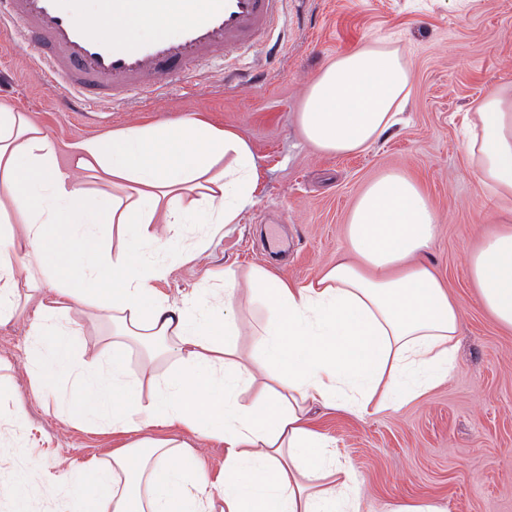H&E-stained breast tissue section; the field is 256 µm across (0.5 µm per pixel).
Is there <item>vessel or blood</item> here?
Here are the masks:
<instances>
[{"instance_id":"b4317fda","label":"vessel or blood","mask_w":512,"mask_h":512,"mask_svg":"<svg viewBox=\"0 0 512 512\" xmlns=\"http://www.w3.org/2000/svg\"><path fill=\"white\" fill-rule=\"evenodd\" d=\"M179 2L187 21L174 34L150 39L113 36L112 22L132 7L143 17L160 16L167 0H112L94 25L81 19V0H0V31L35 58L65 111L84 113L155 98L173 77L190 79L213 60L222 61L226 82L241 84L238 58L265 45L284 0Z\"/></svg>"}]
</instances>
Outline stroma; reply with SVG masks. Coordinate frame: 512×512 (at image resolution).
I'll use <instances>...</instances> for the list:
<instances>
[{
	"label": "stroma",
	"instance_id": "stroma-1",
	"mask_svg": "<svg viewBox=\"0 0 512 512\" xmlns=\"http://www.w3.org/2000/svg\"><path fill=\"white\" fill-rule=\"evenodd\" d=\"M278 32L279 47L240 61L263 74L257 87L225 84L215 62L186 89L89 117L59 109L28 55L0 34V103L30 113L63 145L196 114L249 142L259 199L239 223L211 236L186 226L159 285L177 303L200 288L223 293L227 269L243 276L260 267L299 283L316 278L345 254V227L367 185L391 171L416 178L440 218L428 259L460 309L456 366L399 409L356 417L318 404L310 417L351 468L361 512L426 496L447 512H512V330L483 309L468 275V253L496 226L461 133L465 113L488 91L512 85V0H287ZM369 42L400 49L412 66L403 120L364 152L321 153L296 125L306 88L327 62ZM272 233L282 249H269ZM28 328L24 318L0 323V421L21 442L18 452L0 453V487L34 468L48 482L71 477L90 457L136 439L69 420L59 405L72 385L66 373L33 391Z\"/></svg>",
	"mask_w": 512,
	"mask_h": 512
}]
</instances>
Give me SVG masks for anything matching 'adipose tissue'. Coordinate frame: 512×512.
<instances>
[{"label": "adipose tissue", "mask_w": 512, "mask_h": 512, "mask_svg": "<svg viewBox=\"0 0 512 512\" xmlns=\"http://www.w3.org/2000/svg\"><path fill=\"white\" fill-rule=\"evenodd\" d=\"M413 87L396 48L368 43L337 55L296 114L309 144L328 155L362 152L396 122ZM491 198L512 200V86L488 92L464 141ZM89 174L106 184L92 193ZM260 174L237 131L196 115L133 126L59 148L29 113L0 104V322L31 315V378L44 388L73 372L67 412L137 441L81 466L97 494L75 512H359L346 466L310 423V404L356 416L394 409L444 380L456 363L459 308L426 258L439 216L407 176L390 172L356 201L346 227L351 259L303 285L254 270L224 274L219 302H170L156 288L163 255L183 227L238 223ZM467 257L483 308L512 329V209ZM123 244L111 249L108 231ZM261 295L255 333L263 370L239 351V288ZM111 322L104 362L77 361L71 311ZM162 343L170 363L145 381L124 359L128 338ZM254 393L251 404L241 392ZM165 430L143 439L140 431ZM187 432L224 445L209 477Z\"/></svg>", "instance_id": "1"}]
</instances>
